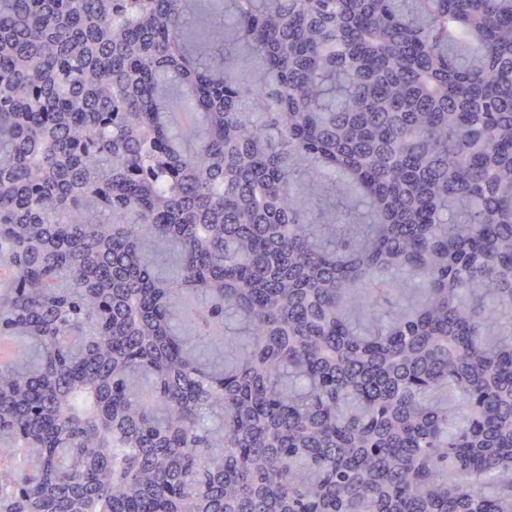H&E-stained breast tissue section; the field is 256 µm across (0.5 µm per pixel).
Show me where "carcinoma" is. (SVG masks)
<instances>
[{
    "label": "carcinoma",
    "mask_w": 512,
    "mask_h": 512,
    "mask_svg": "<svg viewBox=\"0 0 512 512\" xmlns=\"http://www.w3.org/2000/svg\"><path fill=\"white\" fill-rule=\"evenodd\" d=\"M0 512H512V0H0Z\"/></svg>",
    "instance_id": "carcinoma-1"
}]
</instances>
